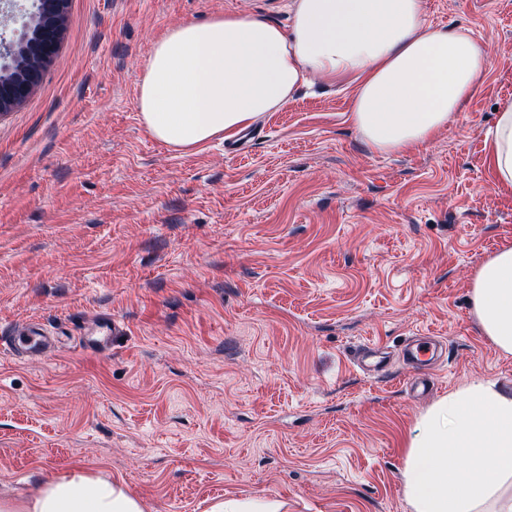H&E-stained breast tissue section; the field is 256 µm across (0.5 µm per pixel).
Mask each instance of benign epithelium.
Here are the masks:
<instances>
[{
    "mask_svg": "<svg viewBox=\"0 0 512 512\" xmlns=\"http://www.w3.org/2000/svg\"><path fill=\"white\" fill-rule=\"evenodd\" d=\"M69 0H35L34 10L21 25L17 40L0 57L14 58L18 45L25 43L29 30H34L31 42L33 65L24 77L0 88V112H9L26 101L41 84L50 60L60 48L65 32Z\"/></svg>",
    "mask_w": 512,
    "mask_h": 512,
    "instance_id": "1",
    "label": "benign epithelium"
}]
</instances>
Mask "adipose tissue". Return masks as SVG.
<instances>
[{
	"label": "adipose tissue",
	"mask_w": 512,
	"mask_h": 512,
	"mask_svg": "<svg viewBox=\"0 0 512 512\" xmlns=\"http://www.w3.org/2000/svg\"><path fill=\"white\" fill-rule=\"evenodd\" d=\"M470 28L431 26L422 0H291L290 24L224 14L172 28L140 78L149 131L175 150L228 138L282 108L310 78L355 82L353 123L380 153L408 150L447 128L490 65ZM496 188L512 189V100L485 142ZM471 311L512 356V243L476 270ZM410 512H512V389L472 382L419 419L400 471ZM124 482L76 466L0 512H146Z\"/></svg>",
	"instance_id": "obj_1"
}]
</instances>
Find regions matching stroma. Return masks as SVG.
<instances>
[{
    "label": "stroma",
    "mask_w": 512,
    "mask_h": 512,
    "mask_svg": "<svg viewBox=\"0 0 512 512\" xmlns=\"http://www.w3.org/2000/svg\"><path fill=\"white\" fill-rule=\"evenodd\" d=\"M289 0H70L36 91L0 113V329L65 335L0 353V497L80 465L148 512L260 497L281 512H408L402 441L448 391L512 388L469 285L512 243V189L484 144L512 100V0H422L436 27L491 45L465 110L429 143L373 151L349 87L299 88L238 155L188 151L140 121L139 81L176 25L224 13L288 23ZM124 324L109 350L86 319ZM447 347L412 390L414 336ZM120 329V324L111 315L90 318L79 333L80 347L91 353L103 352L110 348L112 335L119 333ZM57 343L56 334L36 321L12 327L0 336L1 351L18 359L46 355L57 347Z\"/></svg>",
    "instance_id": "stroma-1"
}]
</instances>
